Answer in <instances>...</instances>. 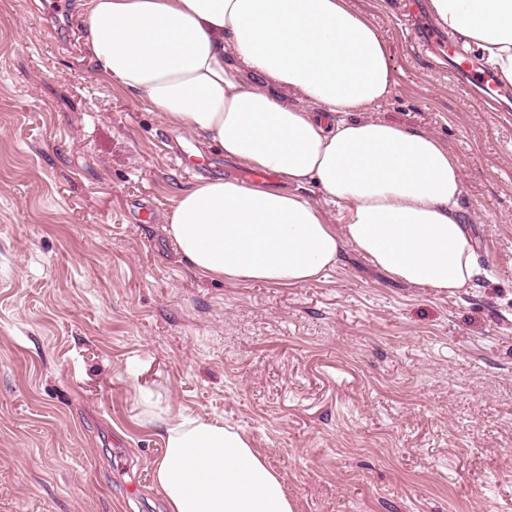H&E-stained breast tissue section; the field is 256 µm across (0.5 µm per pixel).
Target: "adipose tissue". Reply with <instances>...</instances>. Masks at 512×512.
<instances>
[{
    "label": "adipose tissue",
    "mask_w": 512,
    "mask_h": 512,
    "mask_svg": "<svg viewBox=\"0 0 512 512\" xmlns=\"http://www.w3.org/2000/svg\"><path fill=\"white\" fill-rule=\"evenodd\" d=\"M431 5L512 82V0ZM83 23L102 78L279 180L212 179L177 194L164 232L199 277L300 288L352 249L418 288L473 286L461 165L431 133L373 116L398 78L379 28L350 0H87ZM138 407L164 442L151 471L166 512H294L244 430L171 412L147 388Z\"/></svg>",
    "instance_id": "ef3b65f1"
}]
</instances>
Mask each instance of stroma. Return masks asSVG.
<instances>
[{
	"label": "stroma",
	"mask_w": 512,
	"mask_h": 512,
	"mask_svg": "<svg viewBox=\"0 0 512 512\" xmlns=\"http://www.w3.org/2000/svg\"><path fill=\"white\" fill-rule=\"evenodd\" d=\"M415 3L352 0L398 73L375 116L460 162L486 270L466 295L352 251L300 288L197 277L164 216L240 165L98 77L81 0H0V512H165L142 387L244 429L295 512H512V111L423 49L448 31Z\"/></svg>",
	"instance_id": "obj_1"
}]
</instances>
